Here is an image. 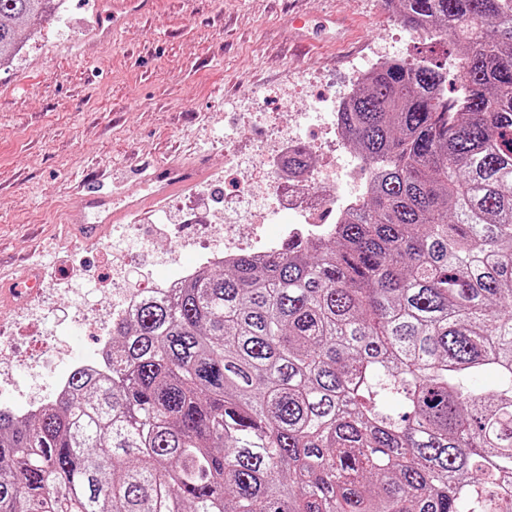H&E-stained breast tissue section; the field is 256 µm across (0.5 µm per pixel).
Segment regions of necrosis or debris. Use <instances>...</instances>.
<instances>
[{
	"mask_svg": "<svg viewBox=\"0 0 512 512\" xmlns=\"http://www.w3.org/2000/svg\"><path fill=\"white\" fill-rule=\"evenodd\" d=\"M343 142V137L339 136L308 145V154L317 155L318 164L301 175L288 171V157L299 145L296 132L289 125H274L264 140L249 142L248 154L226 156L224 169L235 174L237 186L224 198L220 246L209 248L199 265H189L181 262L180 254L196 249L199 241L194 237L175 236L162 259L168 268L166 276L146 279L135 287L129 286L124 275L126 267L134 264V257L126 251L115 255L112 259L110 302L95 308L85 306L80 300L74 302L69 314L71 322L84 325L103 318L112 322L121 320L145 300L167 295L194 277L199 267L229 262L247 252L257 257L266 256L278 248L284 237L306 240L331 234L344 213L359 204L364 195V186L360 183L352 184L351 192L343 203H336L331 194L332 188L337 187L341 180L340 146ZM272 206L285 213H301L305 221L283 225L275 236L262 234L266 213ZM242 214L250 216L254 228L252 234L243 233L237 221ZM65 357L66 350L60 344L48 345L35 355L15 350L0 356V395H14L15 368L26 367L32 378L38 381L45 369Z\"/></svg>",
	"mask_w": 512,
	"mask_h": 512,
	"instance_id": "necrosis-or-debris-1",
	"label": "necrosis or debris"
}]
</instances>
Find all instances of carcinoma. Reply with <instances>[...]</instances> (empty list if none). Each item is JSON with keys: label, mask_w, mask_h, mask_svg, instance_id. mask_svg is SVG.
<instances>
[{"label": "carcinoma", "mask_w": 512, "mask_h": 512, "mask_svg": "<svg viewBox=\"0 0 512 512\" xmlns=\"http://www.w3.org/2000/svg\"><path fill=\"white\" fill-rule=\"evenodd\" d=\"M395 1L459 50L454 93L374 68L335 236L202 270L112 327L109 380L0 412V512H512V0ZM61 2L0 0V62Z\"/></svg>", "instance_id": "1"}]
</instances>
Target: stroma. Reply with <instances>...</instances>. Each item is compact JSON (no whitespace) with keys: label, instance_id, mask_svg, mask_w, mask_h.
<instances>
[{"label":"stroma","instance_id":"obj_1","mask_svg":"<svg viewBox=\"0 0 512 512\" xmlns=\"http://www.w3.org/2000/svg\"><path fill=\"white\" fill-rule=\"evenodd\" d=\"M356 29L340 38L330 15ZM94 0H65L51 15L21 19L26 45L0 69V315L40 342L61 341L79 360L97 347L100 326L68 323L72 270L84 300L101 302L112 273L117 227L81 240L65 224L83 206V185L99 173L113 189L146 195L144 169L202 156L201 183L169 196L155 213L130 216L152 239V258L129 267L130 283L163 277L164 235H193V204L220 224L224 153L263 136L268 125H297L306 140L334 136L318 115L348 87L343 76L366 64L372 46L391 56H427L459 76L456 51L404 29L386 0H166L156 14L126 20L98 43ZM38 273L56 295L37 322L12 301L15 281Z\"/></svg>","mask_w":512,"mask_h":512}]
</instances>
